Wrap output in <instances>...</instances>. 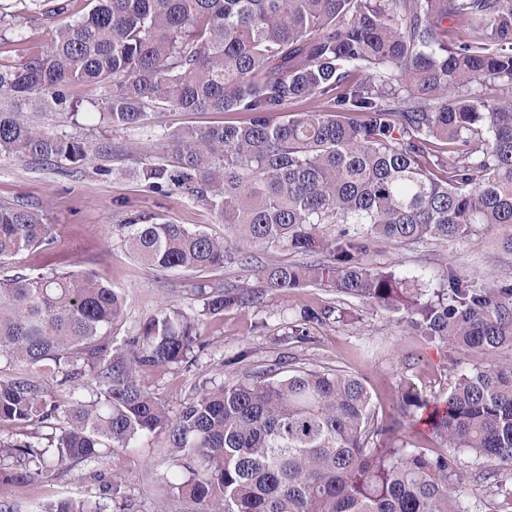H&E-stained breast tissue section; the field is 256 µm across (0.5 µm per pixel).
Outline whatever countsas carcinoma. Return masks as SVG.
<instances>
[{"instance_id":"carcinoma-1","label":"carcinoma","mask_w":512,"mask_h":512,"mask_svg":"<svg viewBox=\"0 0 512 512\" xmlns=\"http://www.w3.org/2000/svg\"><path fill=\"white\" fill-rule=\"evenodd\" d=\"M46 50L0 65V155L37 164L96 159L85 143L35 126L44 105L77 123L75 84L100 89L99 121L144 126L149 110L243 112L241 124L162 133L142 157L145 191L179 193L224 225L217 239L127 209L119 231L161 272H203L253 247L326 262L262 266L266 292L317 286L404 314L412 331L457 352L512 348V287L452 267L434 298L416 279L371 266L379 240L400 245L501 231L512 253V0H91ZM42 0L0 4V24ZM300 100L314 111L290 112ZM337 224L336 236L322 225ZM53 243L24 201L0 204V260ZM202 316L171 308L121 343L127 295L88 272L0 275V461L8 481L98 465L114 448L165 435L184 512H462L449 507L451 459L377 448L366 380L329 370L276 377L253 369L201 389L174 412L139 379L185 362L201 317L253 305L244 284L200 285ZM70 387L65 404L54 385ZM451 451L512 468V363L460 375L430 405L402 392ZM19 433L13 437L12 433ZM38 512H107L117 490Z\"/></svg>"}]
</instances>
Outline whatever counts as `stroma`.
<instances>
[{"label": "stroma", "instance_id": "1", "mask_svg": "<svg viewBox=\"0 0 512 512\" xmlns=\"http://www.w3.org/2000/svg\"><path fill=\"white\" fill-rule=\"evenodd\" d=\"M88 10V0H47L31 22L0 30V63L11 64L45 50L54 26L76 21ZM69 94L81 104L79 125L62 124L51 112L37 114V122L94 145L107 144L110 153L101 158L97 171L68 162L36 165L0 156V202L28 201L50 225L54 238L50 246L13 257L9 272L88 271L104 284L124 290L126 313L114 332L115 339L121 340L138 322L165 308L177 306L200 313L199 283L252 285L257 266L300 261L297 253L255 248L246 262L235 261L200 273L158 272L142 265L120 239L117 226L122 206L217 238L223 237L224 227L215 223L207 209L182 196L145 192L132 174L140 153L156 145L159 133L187 125L236 124L246 116L241 112L157 108L148 127L115 131L100 125L94 114L93 104L99 97L96 86L76 85ZM497 238V232L481 228L461 241L408 246L382 243L369 260L378 268L417 278L429 292L451 268L466 277L512 284V254L497 246ZM323 309L334 311V318L308 325L305 339L295 338L301 312ZM262 319L267 328L259 334L254 325ZM245 350L251 351L253 365L283 373L326 367L364 376L377 419L384 427L377 438L378 447L419 448L433 457L445 454L446 449L439 438L418 424V412L403 408L405 385H413L422 398L438 402L447 396L455 377L486 362L484 355L459 353L447 344L416 335L385 310L326 288L309 287L288 295L266 292L258 304L225 309L205 321L188 362L146 368L140 380L175 411L193 396L195 384H219L242 375L244 366L237 356ZM103 469L119 483L108 512H164L171 472L163 438L148 436L138 447L112 449ZM91 472L90 465L79 463L51 480L0 487V501L32 512L37 504L88 492L94 485ZM450 481L457 489L462 512H512V470L502 469L496 461L458 453Z\"/></svg>", "mask_w": 512, "mask_h": 512}]
</instances>
